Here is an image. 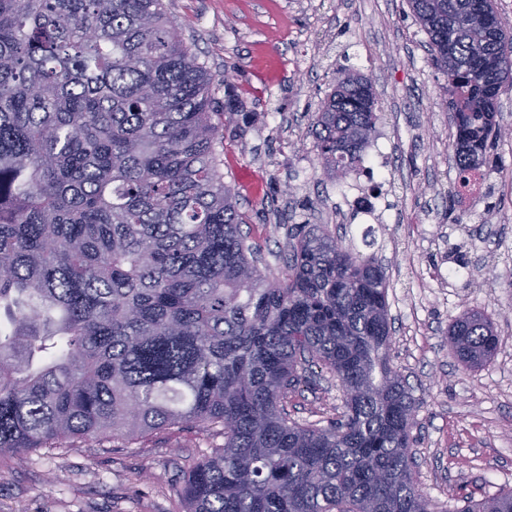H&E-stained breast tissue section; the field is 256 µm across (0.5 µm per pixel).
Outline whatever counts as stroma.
<instances>
[{"instance_id": "1", "label": "stroma", "mask_w": 512, "mask_h": 512, "mask_svg": "<svg viewBox=\"0 0 512 512\" xmlns=\"http://www.w3.org/2000/svg\"><path fill=\"white\" fill-rule=\"evenodd\" d=\"M170 12L212 76L215 111L230 82L253 115L245 136L230 125L219 135L224 181L239 195L261 270L282 275L297 225L375 258L388 285L389 363L416 401L420 490L440 512L512 490V86L497 100L489 187L453 209L447 82L407 0H171ZM344 67L371 79L386 149L371 168L335 178L317 158L312 115ZM367 198L382 221L366 216ZM470 309L491 318L500 343L489 363L467 370L448 327ZM288 409L301 423L336 418L338 381L309 376ZM223 442L170 428L129 446L78 442L61 459L36 450L0 468V512H185L174 488Z\"/></svg>"}]
</instances>
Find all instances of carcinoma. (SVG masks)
I'll return each mask as SVG.
<instances>
[{"instance_id":"carcinoma-1","label":"carcinoma","mask_w":512,"mask_h":512,"mask_svg":"<svg viewBox=\"0 0 512 512\" xmlns=\"http://www.w3.org/2000/svg\"><path fill=\"white\" fill-rule=\"evenodd\" d=\"M446 76L459 180L485 164L512 34L494 0H408ZM349 68L314 115L322 167L364 163ZM165 0H0V453L62 455L170 427L219 433L176 495L185 512H432L414 477L416 401L389 366L383 268L331 235L289 232L287 270L256 265L218 133L245 134ZM469 369L499 343L485 314L448 327ZM318 366L340 417L288 398ZM467 512H512V491Z\"/></svg>"}]
</instances>
